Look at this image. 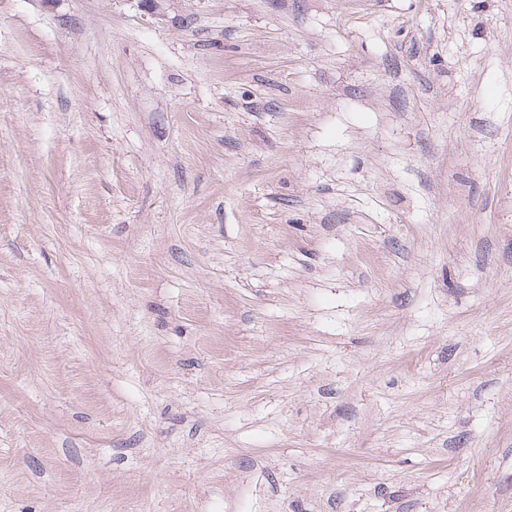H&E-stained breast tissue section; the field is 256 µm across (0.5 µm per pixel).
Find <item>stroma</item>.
Here are the masks:
<instances>
[{"instance_id":"1","label":"stroma","mask_w":512,"mask_h":512,"mask_svg":"<svg viewBox=\"0 0 512 512\" xmlns=\"http://www.w3.org/2000/svg\"><path fill=\"white\" fill-rule=\"evenodd\" d=\"M0 512H512V0H0Z\"/></svg>"}]
</instances>
